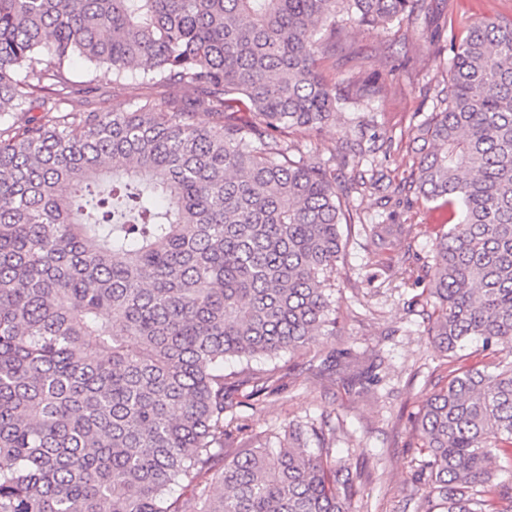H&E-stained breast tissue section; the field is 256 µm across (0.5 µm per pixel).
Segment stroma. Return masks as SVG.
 <instances>
[{"label": "stroma", "instance_id": "stroma-1", "mask_svg": "<svg viewBox=\"0 0 512 512\" xmlns=\"http://www.w3.org/2000/svg\"><path fill=\"white\" fill-rule=\"evenodd\" d=\"M485 16L512 18V0H427L402 24L343 33L335 57L324 64L327 74L339 82L356 76L383 86L384 96L347 105L322 129L288 133L303 152L337 154L336 185L348 188L344 207L360 218L342 228V258L331 278L336 333L272 362H224L228 375L247 369L272 377L270 394L256 401L251 385L227 391L233 414L247 420L251 436L269 437L288 421L330 413L334 455L357 464L356 512H415L418 501L411 473L419 455L409 419L431 392L443 359L427 340L426 320L408 302L426 285L435 229L445 215L410 187L419 148L413 137L436 104L454 47L469 23ZM91 79L92 90L76 99L77 108L129 110L147 97L162 105L176 95L170 88L115 83L103 67ZM373 169L384 174L380 188L350 190L359 173ZM376 224H410L414 236L383 247L371 234ZM347 344L359 353L377 350L384 360L379 382L367 392L330 361L331 351Z\"/></svg>", "mask_w": 512, "mask_h": 512}]
</instances>
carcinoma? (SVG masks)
Returning a JSON list of instances; mask_svg holds the SVG:
<instances>
[{
  "label": "carcinoma",
  "instance_id": "obj_1",
  "mask_svg": "<svg viewBox=\"0 0 512 512\" xmlns=\"http://www.w3.org/2000/svg\"><path fill=\"white\" fill-rule=\"evenodd\" d=\"M418 2L0 0V512H351L324 419L224 453L246 429L225 421L224 360L336 334V157L293 159L287 134L382 92L322 62L346 26ZM76 57L184 94L70 110ZM415 139L413 183L448 229L409 307L448 364L473 339L494 356L410 417L418 509L512 512V20L468 27ZM336 365L362 394L382 362L346 347Z\"/></svg>",
  "mask_w": 512,
  "mask_h": 512
}]
</instances>
